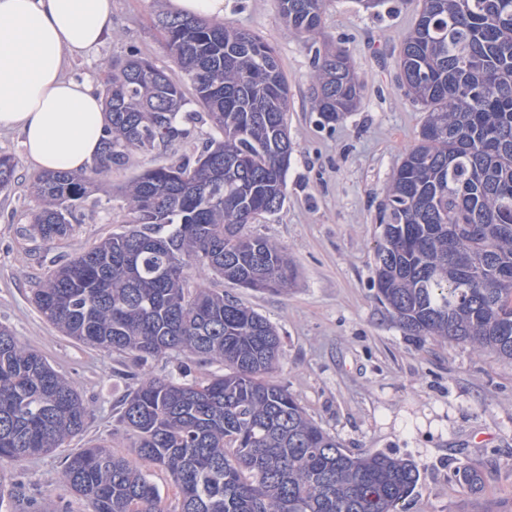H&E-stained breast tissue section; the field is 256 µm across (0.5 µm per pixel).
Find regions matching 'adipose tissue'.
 <instances>
[{
	"label": "adipose tissue",
	"mask_w": 512,
	"mask_h": 512,
	"mask_svg": "<svg viewBox=\"0 0 512 512\" xmlns=\"http://www.w3.org/2000/svg\"><path fill=\"white\" fill-rule=\"evenodd\" d=\"M111 18L112 0H0V129L21 133L37 169L82 172L100 151L102 99L66 70Z\"/></svg>",
	"instance_id": "obj_1"
}]
</instances>
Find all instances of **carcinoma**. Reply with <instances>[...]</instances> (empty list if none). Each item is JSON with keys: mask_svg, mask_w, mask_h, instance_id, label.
Returning a JSON list of instances; mask_svg holds the SVG:
<instances>
[{"mask_svg": "<svg viewBox=\"0 0 512 512\" xmlns=\"http://www.w3.org/2000/svg\"><path fill=\"white\" fill-rule=\"evenodd\" d=\"M399 67L427 112L392 177L375 252L379 300L413 336L468 343L512 363V0H419ZM296 34L321 29L325 0H277ZM173 69L136 49L107 68L102 152L90 173L33 178V235L66 238L91 180L131 152L191 137L183 81L215 136L194 162L147 168L125 188L136 226L49 271L37 311L78 343L145 362L188 352L224 363L205 382L148 378L117 423L138 457L171 476L180 512H398L418 470L383 453L353 456L270 379L281 340L224 292L191 283L208 271L280 292L294 270L246 225L283 205L292 154L288 83L276 49L228 22L160 16ZM315 109L353 111L361 86L342 50L316 52ZM0 155V191L14 180ZM89 407L37 351L0 326V461L52 453L80 435ZM62 483L92 512H164L148 474L101 444L64 457Z\"/></svg>", "mask_w": 512, "mask_h": 512, "instance_id": "obj_1", "label": "carcinoma"}]
</instances>
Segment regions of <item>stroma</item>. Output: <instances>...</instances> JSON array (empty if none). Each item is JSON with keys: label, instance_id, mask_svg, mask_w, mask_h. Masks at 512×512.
I'll use <instances>...</instances> for the list:
<instances>
[{"label": "stroma", "instance_id": "stroma-1", "mask_svg": "<svg viewBox=\"0 0 512 512\" xmlns=\"http://www.w3.org/2000/svg\"><path fill=\"white\" fill-rule=\"evenodd\" d=\"M167 0H112V31L68 68V76L101 87L103 63L137 48L158 66L172 68L155 27ZM416 0H326L320 33L303 41L284 24L276 0H226L224 18L271 43L288 81V131L294 151L286 197L272 215L247 230L281 247L295 276L278 293L233 285L213 274L192 280L219 288L263 315L277 330L282 356L274 380L307 416L352 455L382 452L412 460L419 481L400 512H512V365L469 344L410 336L377 297L374 253L380 209L394 170L417 143L426 114L401 86L398 56L415 24ZM345 50L361 85L360 102L336 125L314 110V58L324 47ZM193 136L152 155L131 153L125 164L97 178L64 240L46 242L30 231L29 186L34 167L18 132H0V154L12 156L15 178L0 192V325L41 353L73 384L90 414L68 448L22 461H0V512H22L17 485L45 512L68 505L89 512L86 501L63 487L70 449L107 443L135 459L128 436L116 428L123 395L143 377L191 379L223 373L222 363L170 352L137 364L126 353L92 348L63 336L36 310L32 295L48 271L95 242L132 226L122 187L144 169L199 155L213 130L192 122ZM477 471L472 490L458 472Z\"/></svg>", "mask_w": 512, "mask_h": 512}]
</instances>
